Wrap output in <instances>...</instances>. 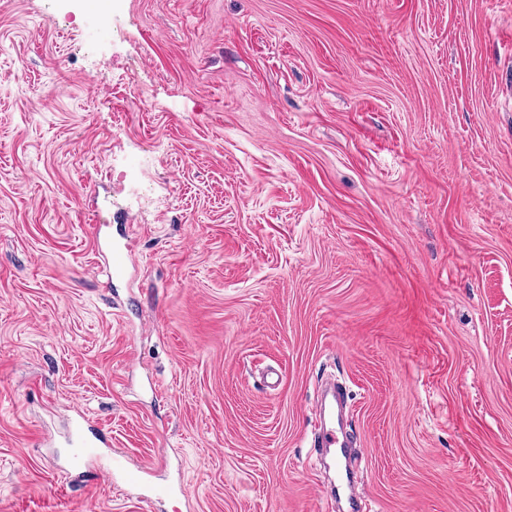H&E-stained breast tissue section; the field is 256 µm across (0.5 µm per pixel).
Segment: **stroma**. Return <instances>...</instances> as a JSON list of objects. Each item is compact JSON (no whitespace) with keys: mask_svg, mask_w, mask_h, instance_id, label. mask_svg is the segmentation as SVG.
Masks as SVG:
<instances>
[{"mask_svg":"<svg viewBox=\"0 0 512 512\" xmlns=\"http://www.w3.org/2000/svg\"><path fill=\"white\" fill-rule=\"evenodd\" d=\"M327 377L360 512H512V0H0V512H327ZM92 230L98 251L106 263L108 277L113 282L120 278L126 269V246H122L119 240L112 239V234L102 233L101 224L92 225ZM341 410V406L337 404L336 414L333 413L332 419L328 422L325 405L321 403L317 411L320 423L318 436L321 448H328L329 452L336 448L338 454L344 455L346 453V443L341 430Z\"/></svg>","mask_w":512,"mask_h":512,"instance_id":"stroma-1","label":"stroma"}]
</instances>
